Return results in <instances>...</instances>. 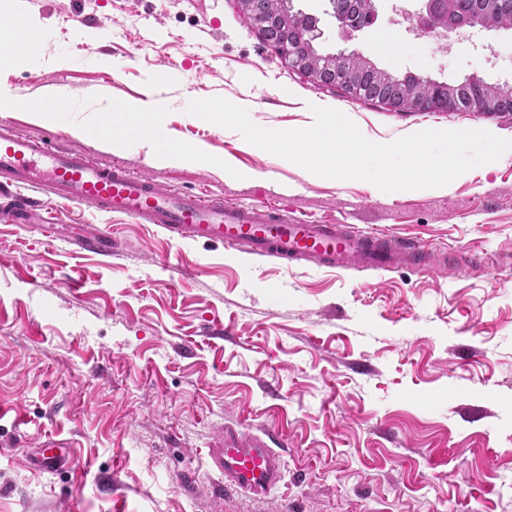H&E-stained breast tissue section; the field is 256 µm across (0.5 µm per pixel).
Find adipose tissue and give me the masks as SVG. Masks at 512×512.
<instances>
[{
  "mask_svg": "<svg viewBox=\"0 0 512 512\" xmlns=\"http://www.w3.org/2000/svg\"><path fill=\"white\" fill-rule=\"evenodd\" d=\"M104 109L119 118L118 124L112 127L110 142L113 149L122 150L134 143L145 150L152 162L158 164L180 166L209 163L210 158L202 149L171 142L160 119V100L109 101Z\"/></svg>",
  "mask_w": 512,
  "mask_h": 512,
  "instance_id": "ef3b65f1",
  "label": "adipose tissue"
}]
</instances>
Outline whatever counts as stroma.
I'll return each mask as SVG.
<instances>
[{"label": "stroma", "mask_w": 512, "mask_h": 512, "mask_svg": "<svg viewBox=\"0 0 512 512\" xmlns=\"http://www.w3.org/2000/svg\"><path fill=\"white\" fill-rule=\"evenodd\" d=\"M392 5L379 0L376 26L348 40L327 0L292 3L318 18L321 53L356 48L393 75L448 84L512 80V32L445 52L407 31ZM21 16L41 38L0 69V89L16 99L0 122L55 145L68 133L96 158L185 193L413 238L435 263L287 270L231 248L173 244L152 225L77 203L55 201L43 225L0 208V512H512V155L445 193L384 192L305 178L185 108L218 96L246 104L261 127L302 130L314 98L383 144L417 127L512 139V115L398 112L316 89L234 0H0V44H15ZM165 71L169 138L203 147L212 164L158 166L142 149L79 135L109 123L102 97L146 98ZM52 90L66 108L47 120L29 104ZM226 159L260 180L225 181ZM104 229L111 254L73 243ZM72 275L81 288L68 287ZM228 424L283 431L279 491L261 500L225 491ZM50 437L74 468L30 467Z\"/></svg>", "instance_id": "35a3bbf8"}]
</instances>
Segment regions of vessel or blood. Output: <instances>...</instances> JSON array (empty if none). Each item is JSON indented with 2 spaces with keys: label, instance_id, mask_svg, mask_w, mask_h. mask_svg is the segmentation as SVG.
Here are the masks:
<instances>
[{
  "label": "vessel or blood",
  "instance_id": "vessel-or-blood-1",
  "mask_svg": "<svg viewBox=\"0 0 512 512\" xmlns=\"http://www.w3.org/2000/svg\"><path fill=\"white\" fill-rule=\"evenodd\" d=\"M27 188L37 189L49 202L63 199L156 225L177 243L206 240L286 266L304 260L327 269H390L426 261L424 250L414 243L358 233L342 224H308L263 205L185 194L124 167L98 163L82 148L51 147L2 123L0 197L15 219H27L34 211L23 194ZM72 465L69 453L55 439L46 440L35 455L34 466L43 472ZM220 467L225 490L255 499L271 494L284 478L282 456L265 431L246 433L225 426Z\"/></svg>",
  "mask_w": 512,
  "mask_h": 512
}]
</instances>
